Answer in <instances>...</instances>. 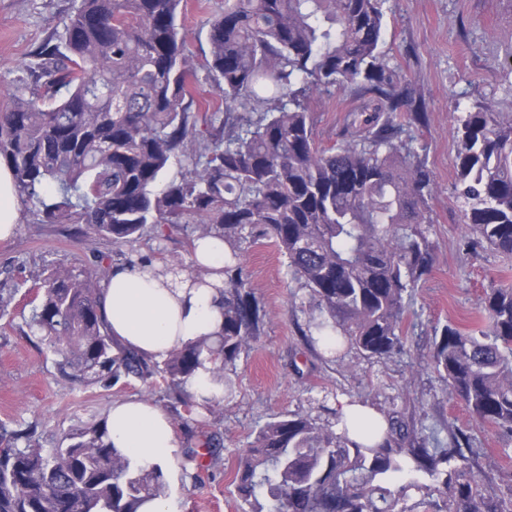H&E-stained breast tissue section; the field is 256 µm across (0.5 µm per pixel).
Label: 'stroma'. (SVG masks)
I'll use <instances>...</instances> for the list:
<instances>
[{"mask_svg":"<svg viewBox=\"0 0 512 512\" xmlns=\"http://www.w3.org/2000/svg\"><path fill=\"white\" fill-rule=\"evenodd\" d=\"M74 0H0V83L27 75L34 50L61 30ZM383 51L405 75L426 108L413 135L425 144L433 178L429 200L433 265L408 305L403 347L377 361L348 351L331 360L308 332L312 312L307 289L286 274V260L270 240L248 244L246 266L264 310L261 336L225 374L233 390L221 395L219 416L189 398L136 380L109 390L59 376L52 355L23 336L24 300L15 298L0 317V423L37 424L44 447H54L71 426L106 416L112 402L150 394L171 415L180 440L164 478L166 496L179 512H242L233 483L237 451L271 418L294 412L327 418L342 402L374 408L396 403L425 424L450 423L470 436L494 467L496 480L512 475V456L492 427L477 419L431 366L433 338L448 319L467 325L492 282L512 281V261L489 250L471 254L452 188L458 116L484 108L512 112V0H386ZM353 93L333 88L311 107L319 143L348 134L345 116ZM98 250L120 263L105 240L75 233L67 224H35L23 218L15 237L0 241V289H13L51 265H71ZM213 437L215 455L188 459L189 448Z\"/></svg>","mask_w":512,"mask_h":512,"instance_id":"1","label":"stroma"}]
</instances>
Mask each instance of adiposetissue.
I'll return each mask as SVG.
<instances>
[{
  "instance_id": "obj_1",
  "label": "adipose tissue",
  "mask_w": 512,
  "mask_h": 512,
  "mask_svg": "<svg viewBox=\"0 0 512 512\" xmlns=\"http://www.w3.org/2000/svg\"><path fill=\"white\" fill-rule=\"evenodd\" d=\"M222 239L195 243L194 258L208 269L206 283L188 273L163 271L155 262L113 267L102 284L101 308L108 330L125 348L161 361L175 347L202 336H218L224 326ZM107 441L145 467L172 461L179 446L175 425L152 401L114 402L107 417Z\"/></svg>"
}]
</instances>
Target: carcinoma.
Masks as SVG:
<instances>
[{
    "mask_svg": "<svg viewBox=\"0 0 512 512\" xmlns=\"http://www.w3.org/2000/svg\"><path fill=\"white\" fill-rule=\"evenodd\" d=\"M383 0H224L204 7L206 79L184 33L186 0H77L59 42L36 50L32 81L0 90V165L34 224H74L120 250L160 224L181 227L186 254L217 236L224 263V333L161 362L116 346L101 313L111 257L59 265L33 282L26 338L57 357L63 379L109 390L135 379L182 386L206 360L224 368L261 335L264 314L244 266L245 232L269 235L288 274L314 300L307 328L326 352L369 359L399 350L405 298L433 261L425 147L402 138L425 118L382 51ZM355 89L349 137L316 142L309 100ZM453 190L474 249L512 256V113L457 119ZM177 176L157 185L171 166ZM471 326L434 337L432 366L448 394L512 442V284L493 285ZM363 435L309 414L279 415L238 452L246 512H512V483L489 490L466 435L443 443L423 423L379 410ZM106 419L69 428L54 448L35 424L0 425V512H138L165 495L146 468L106 442ZM415 492L420 499L407 506Z\"/></svg>",
    "mask_w": 512,
    "mask_h": 512,
    "instance_id": "cac0c4a2",
    "label": "carcinoma"
}]
</instances>
